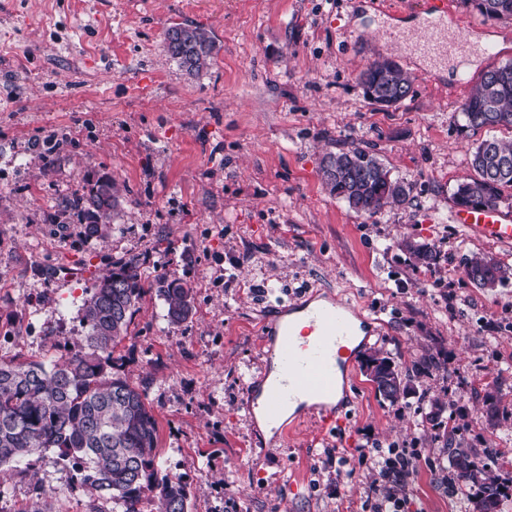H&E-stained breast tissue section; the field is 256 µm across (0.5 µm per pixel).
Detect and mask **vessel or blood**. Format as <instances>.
I'll return each instance as SVG.
<instances>
[{"instance_id":"vessel-or-blood-1","label":"vessel or blood","mask_w":512,"mask_h":512,"mask_svg":"<svg viewBox=\"0 0 512 512\" xmlns=\"http://www.w3.org/2000/svg\"><path fill=\"white\" fill-rule=\"evenodd\" d=\"M453 223L498 244H512V214L498 208L457 206L451 211ZM291 306H284L270 324L279 347L285 378L267 389L264 408L277 418L284 405L302 397L314 399L325 426L337 421L333 399L336 373L350 370L358 355L350 343L356 334L348 311L337 304L320 305L307 311L304 327L289 320Z\"/></svg>"}]
</instances>
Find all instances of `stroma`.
Segmentation results:
<instances>
[{"instance_id":"1","label":"stroma","mask_w":512,"mask_h":512,"mask_svg":"<svg viewBox=\"0 0 512 512\" xmlns=\"http://www.w3.org/2000/svg\"><path fill=\"white\" fill-rule=\"evenodd\" d=\"M429 14L428 0H0V359L75 352L86 293L116 262L136 263L144 294L112 364L144 392L158 465L190 485L189 512H377L384 481L365 448L414 458L405 512H472L445 480L435 403L461 447L494 453L492 476L512 479V277L480 288L464 272L476 254L512 269V246L450 221L475 140L512 138L458 131L482 75L512 61V20L448 0L460 55L438 71L399 31L423 39ZM180 23L219 48L200 74L163 49ZM378 58L412 82L390 108L358 81ZM353 144L411 185L406 203L368 216L330 195L321 161ZM104 173L121 188L106 234L54 223ZM411 242L437 263L417 264ZM161 277L193 290L180 324L153 287ZM318 296L381 320L344 383L345 426L305 414L265 437L247 400L269 372L267 326ZM428 354L438 369L394 403L366 370L372 355L404 371ZM36 502L112 512L55 448L0 482V512Z\"/></svg>"}]
</instances>
